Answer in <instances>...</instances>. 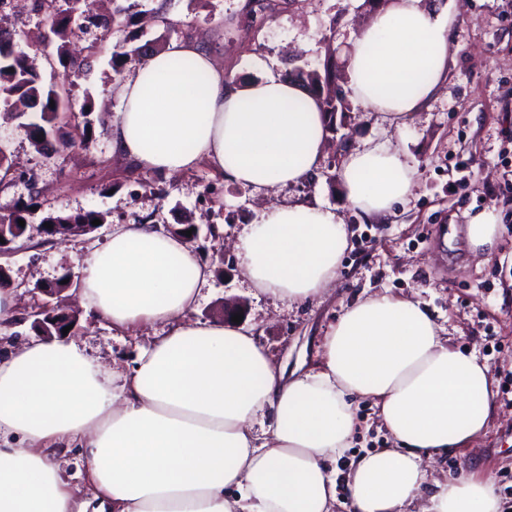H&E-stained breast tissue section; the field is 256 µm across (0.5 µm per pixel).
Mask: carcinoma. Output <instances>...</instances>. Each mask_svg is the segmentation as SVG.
<instances>
[{
	"label": "carcinoma",
	"mask_w": 512,
	"mask_h": 512,
	"mask_svg": "<svg viewBox=\"0 0 512 512\" xmlns=\"http://www.w3.org/2000/svg\"><path fill=\"white\" fill-rule=\"evenodd\" d=\"M68 8L57 7L58 0H35V10L45 14L46 33L44 41L55 46L59 63L64 68L63 83H72V78L79 76L90 67V59L95 55L96 42L88 46V55L77 62L69 57L68 44L78 31L84 32L94 26L100 29V37L107 36L112 30L123 31L132 25V16L128 9L118 5L112 11L110 19H83L77 15L79 0H64ZM284 76L298 81L321 104L322 112L328 117L327 133L335 130L336 113L346 112L349 105L342 93L339 81L343 73L330 67L323 71L306 70L295 66L284 72ZM65 88L46 85L42 82L35 59L27 52L17 48L14 35L0 34V106L23 116L29 110L39 108V116L27 124L29 141L33 150L41 153L51 146L49 137L58 132L57 124L60 114L65 111L69 99L63 96ZM55 106H50V103ZM25 224L34 223V211L31 205L16 202L0 210V224H16L18 220ZM107 221V213L84 211L76 213L48 212L40 223L49 224H85L90 230L97 229L92 221Z\"/></svg>",
	"instance_id": "carcinoma-1"
}]
</instances>
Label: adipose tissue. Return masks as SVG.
<instances>
[{
	"mask_svg": "<svg viewBox=\"0 0 512 512\" xmlns=\"http://www.w3.org/2000/svg\"><path fill=\"white\" fill-rule=\"evenodd\" d=\"M452 22L428 0H388L344 52L351 96L406 128L446 77ZM327 123L319 101L282 74L238 82L200 45L177 41L126 79L112 149L149 174L208 162L260 192L316 174ZM414 176L384 143L352 149L340 172L348 207L370 221L392 214ZM467 234L473 250L494 252L499 213L471 214ZM348 236L334 208L271 205L238 238L240 270L272 296L316 299L335 282ZM81 264L90 310L118 329L168 332L113 376L65 336L0 357V512H74L50 458L70 444L112 512H335L332 464L350 446L360 398L374 400L396 445L351 461L349 512H405L421 499L424 512H502L490 480L462 473L426 486V462L480 437L497 392L491 369L451 348L418 301L351 304L318 369L289 379L251 329L190 319L210 274L190 240L131 224Z\"/></svg>",
	"mask_w": 512,
	"mask_h": 512,
	"instance_id": "1",
	"label": "adipose tissue"
}]
</instances>
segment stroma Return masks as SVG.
I'll return each mask as SVG.
<instances>
[{
	"instance_id": "stroma-1",
	"label": "stroma",
	"mask_w": 512,
	"mask_h": 512,
	"mask_svg": "<svg viewBox=\"0 0 512 512\" xmlns=\"http://www.w3.org/2000/svg\"><path fill=\"white\" fill-rule=\"evenodd\" d=\"M120 2L133 13L162 7L167 18L136 29L135 46L160 50L196 39L239 82L260 76V60L277 72L295 65L322 69L328 49L343 51L371 15L364 0H274L261 17L252 15L249 0ZM448 7L454 15L448 75L403 133L350 102L349 112L336 116L318 172L262 195L226 182L205 162L178 176L149 175L113 152L112 124L123 79L111 76V58L123 36L109 34L90 70L69 88L73 116L61 117L58 124L61 134L77 139L75 148L36 153L25 119L0 118V154L38 181L34 190L23 181L0 185V206L31 200L40 214L96 210L108 215L94 233L52 242L34 234L0 256L11 269L19 315L0 328V341L28 342L35 335L29 312L42 303L60 304L77 311L71 336L103 372L128 371L141 348L167 328L123 332L87 310L75 258L103 246L123 224H151L169 233L187 221L198 226L199 254L211 268L192 318L218 319L225 300L243 302V325L254 327L274 364L287 370L314 368L330 327L357 300L386 292L419 301L450 345L485 361L497 380L496 413L485 434L428 464L429 479L476 474L491 479L504 506H512V0H450ZM0 24L20 33V46L34 57L44 84L62 83L54 48L41 42L45 18L31 9L30 0H5ZM87 100L93 110L85 118L79 111ZM376 142L399 146L417 172L410 195L391 215L367 221L348 208L340 169L349 150ZM300 200L337 208L349 244L333 289L296 303L250 288L233 245L266 205ZM492 207L501 215V243L497 252L474 253L467 242V216ZM216 224L223 225V234L210 235ZM66 273L71 288L52 296L37 291V284ZM354 416L351 446L336 463L340 472L347 459L393 445L373 401H358ZM52 460L73 490L76 507L100 512L79 450H57Z\"/></svg>"
}]
</instances>
